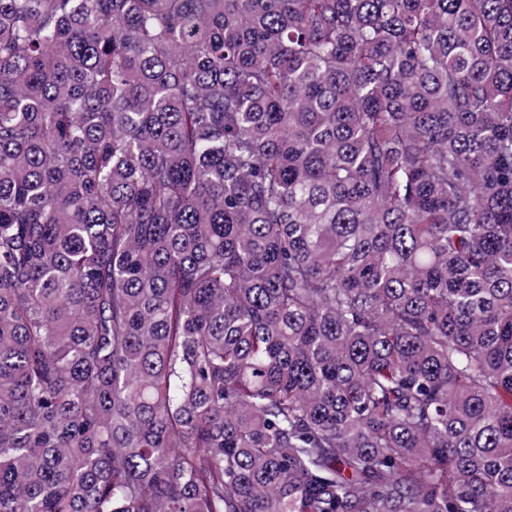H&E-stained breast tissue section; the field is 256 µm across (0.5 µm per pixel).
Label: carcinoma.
Returning a JSON list of instances; mask_svg holds the SVG:
<instances>
[{
  "instance_id": "1",
  "label": "carcinoma",
  "mask_w": 512,
  "mask_h": 512,
  "mask_svg": "<svg viewBox=\"0 0 512 512\" xmlns=\"http://www.w3.org/2000/svg\"><path fill=\"white\" fill-rule=\"evenodd\" d=\"M0 512H512V0H0Z\"/></svg>"
}]
</instances>
